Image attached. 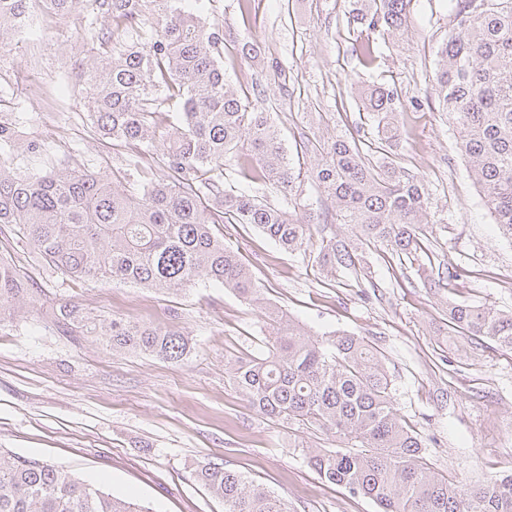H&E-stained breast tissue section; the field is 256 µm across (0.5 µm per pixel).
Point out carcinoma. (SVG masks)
Here are the masks:
<instances>
[{
    "mask_svg": "<svg viewBox=\"0 0 512 512\" xmlns=\"http://www.w3.org/2000/svg\"><path fill=\"white\" fill-rule=\"evenodd\" d=\"M411 0H350L352 22L393 43L408 26ZM83 14V32L97 42L85 69L95 132L127 145L155 146L168 176L158 177L134 151L126 166L141 181L129 195L98 172L14 175L0 163V224H13L40 254L74 278L128 281L176 294L215 282L239 297L262 300L261 285L240 253L213 225L251 224L290 252L311 243L309 224L258 196L228 189L224 156L238 158L253 184L288 195L300 174L285 161L279 134L250 92L229 87L224 32L184 10L182 0H0V48L22 16ZM111 27L97 30L98 17ZM350 94L377 121V139L302 141L317 156L309 177L331 199L336 223L353 239L322 238L326 272L358 271L359 247L379 246L414 259L431 224L423 181L389 159L398 136L397 93L350 81ZM434 94L458 129L459 150L502 234L512 239V0H457L455 24L438 52ZM180 104L168 123L167 101ZM33 295L28 281L0 259V315ZM448 330L483 336L512 350V313L451 302ZM272 329L263 349L231 369L233 385L260 414L331 432L349 449H317L310 467L326 483L374 501L381 512H512V474L464 491L437 475L424 440L402 418L384 357L366 337L321 338L282 309L265 308ZM63 330L101 336L113 351L183 361L188 338L175 327L98 318L76 305L59 308ZM193 480L224 501V512H288V505L242 474L208 462ZM0 512H152L115 498L75 475L35 459L0 452Z\"/></svg>",
    "mask_w": 512,
    "mask_h": 512,
    "instance_id": "1",
    "label": "carcinoma"
}]
</instances>
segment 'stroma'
Instances as JSON below:
<instances>
[{"instance_id":"1","label":"stroma","mask_w":512,"mask_h":512,"mask_svg":"<svg viewBox=\"0 0 512 512\" xmlns=\"http://www.w3.org/2000/svg\"><path fill=\"white\" fill-rule=\"evenodd\" d=\"M455 0H411L400 47L383 48L364 68L354 52L362 35L347 22L349 0H190L226 38L224 71L235 85H258L256 110L272 112L291 166L311 169L303 137L360 135L376 129L349 94L348 79L396 89L402 136L391 153L420 176L435 217L416 263L363 251L364 275H330L317 240L349 237L333 204L311 182L297 194L264 192L267 203L309 216L314 244L288 252L259 229L221 224L260 282L250 303L219 284L170 294L123 282L73 279L49 266L11 225L0 226V258L37 289L36 302L0 321V450L74 473L154 512H224V503L189 475L199 462L244 474L284 500L290 512H378L363 496L325 483L308 465L335 436L257 413L230 380L229 365L256 353L269 329L263 307L275 304L317 337L341 330L366 336L385 356L400 415L425 444L436 473L470 489L512 472V350L481 337L451 335L449 302L512 312V240L487 209L457 144V132L433 98L437 51L454 24ZM80 19L53 15L16 33L0 49V120L19 136L5 159L15 172L124 167L127 145L97 135L87 102L69 81L92 53ZM257 55L241 53L244 43ZM286 74L287 92L273 80ZM463 270L452 288L429 290L417 269L437 276L442 263ZM106 318L180 328L187 358L173 363L106 348L98 336L63 335L60 306Z\"/></svg>"}]
</instances>
